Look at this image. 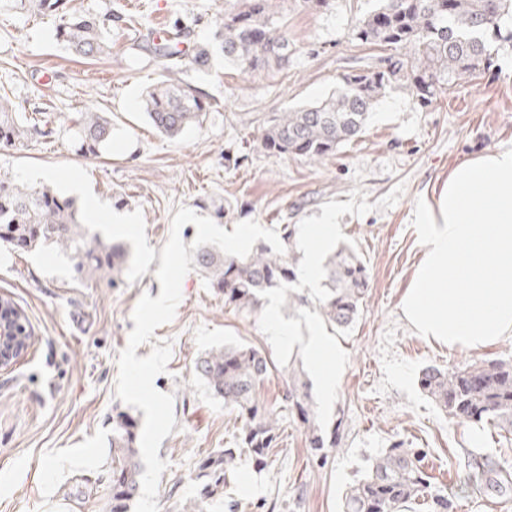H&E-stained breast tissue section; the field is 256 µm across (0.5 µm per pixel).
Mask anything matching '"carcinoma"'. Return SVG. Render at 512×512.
I'll return each instance as SVG.
<instances>
[{
    "label": "carcinoma",
    "mask_w": 512,
    "mask_h": 512,
    "mask_svg": "<svg viewBox=\"0 0 512 512\" xmlns=\"http://www.w3.org/2000/svg\"><path fill=\"white\" fill-rule=\"evenodd\" d=\"M216 20L214 42L195 48L191 68L206 70L219 52L224 62L247 73L284 69L293 52L288 30L276 14V0H240ZM45 10L62 14L57 37L84 57L102 55L105 20L66 11V0H43ZM512 18V0H376L360 16L353 38L374 45L402 47L405 58L362 75H344L331 96L288 112H273L264 120L261 147L270 156L321 160L358 139L366 129L370 110L387 90L408 89L420 105L475 78L492 65V46L512 40L502 22ZM159 55L173 61L165 67L169 78L146 89L142 108L150 125L169 138L203 122L206 102L176 65L182 52L172 45L157 47ZM71 137L79 149L92 155L104 151L112 140V122L100 112H81L73 121ZM57 134L46 113L28 117L14 111L0 96V143L22 145L48 140ZM279 238L285 252L276 254L264 242L249 256H227L201 246L194 262L211 285L224 294V306L255 310L265 293L281 292L284 308L294 313L306 304L292 288L297 280L296 225L282 224ZM0 240L23 254L53 246L72 263L80 279L120 272L127 248L106 245L81 220L71 198L53 189L30 187L0 176ZM325 290L318 298L321 316L340 330L357 320L369 288L367 266L356 252L342 247L325 258L322 266ZM195 370L210 394L224 400L242 421L232 446L208 454L198 464L197 492L185 501L181 512H205L207 505L224 493L227 471L245 453L256 464L266 465L279 438L277 414L260 398L258 388L269 376L270 363L259 349L226 344L200 356ZM420 389L449 419L492 423L512 432V360L474 362L448 369L429 366L422 370ZM289 412L304 426L307 447L318 454L341 448L336 434L322 432L315 419L311 385L300 370L288 375L282 398ZM136 419L120 412L113 419L112 510L130 512L138 495L141 458L137 446ZM424 452L393 443L371 460L367 473L345 495L343 512H406L408 504L429 488L423 471ZM500 497L512 495V473L495 464H478L468 475Z\"/></svg>",
    "instance_id": "obj_1"
}]
</instances>
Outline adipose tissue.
<instances>
[{
  "label": "adipose tissue",
  "mask_w": 512,
  "mask_h": 512,
  "mask_svg": "<svg viewBox=\"0 0 512 512\" xmlns=\"http://www.w3.org/2000/svg\"><path fill=\"white\" fill-rule=\"evenodd\" d=\"M332 223L305 225L302 276L316 283L321 254L338 233ZM423 252L401 300L415 335L449 348L482 350L512 339V150L457 164L417 223ZM272 335L301 341L319 373L325 401L336 395L343 357L315 322H284L268 303Z\"/></svg>",
  "instance_id": "1"
}]
</instances>
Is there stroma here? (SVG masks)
I'll return each mask as SVG.
<instances>
[{"label": "stroma", "mask_w": 512, "mask_h": 512, "mask_svg": "<svg viewBox=\"0 0 512 512\" xmlns=\"http://www.w3.org/2000/svg\"><path fill=\"white\" fill-rule=\"evenodd\" d=\"M235 0H69L72 10L113 16L108 54L86 59L56 39L59 19L39 0H0V94L16 111L50 113L52 142L0 145V175L47 186L76 200L101 240L129 256L118 278L77 280L51 248L22 255L0 242V298L25 314L34 341L11 371L0 372V512H109L112 419L129 410L115 396L117 359L134 328L143 294L158 297L155 277L179 207L218 218L226 231L253 220L266 228L335 219L330 250L348 246L365 262L368 296L348 330L328 327L344 356L336 397L318 405L317 421L339 430L343 446L315 456L302 426L282 409L289 365L314 379L301 343L272 336L264 310H230L204 274L181 284L174 319L155 329L137 357L171 342L157 390L174 396L176 423L159 448L160 512H179L196 491V466L226 447L241 422L195 372L198 357L227 344L259 348L275 369L259 388L276 409L279 439L271 464L256 471L237 458L208 512H342L349 488L393 440L424 452L430 487L411 512H512L483 486L461 492L456 475L471 458L489 456L512 471V434L487 423L453 422L420 389L428 366L512 358V339L481 351L451 350L415 336L400 299L421 259L415 215L456 164L492 149H512V43L491 68L448 96L422 106L409 91L387 92L357 141L319 161L275 158L260 145L273 112L317 102L348 73L384 67L390 48L363 44L351 32L373 0H330L309 10L289 0L279 20L294 43L288 66L250 74L215 57L185 77L210 103L203 123L176 138L160 135L142 108L144 90L165 76L162 58L143 52L151 31L181 25L183 50L208 43L215 19ZM109 117L110 147L91 155L67 130L77 113ZM239 159L228 165L226 155ZM117 223H107V216Z\"/></svg>", "instance_id": "obj_1"}]
</instances>
